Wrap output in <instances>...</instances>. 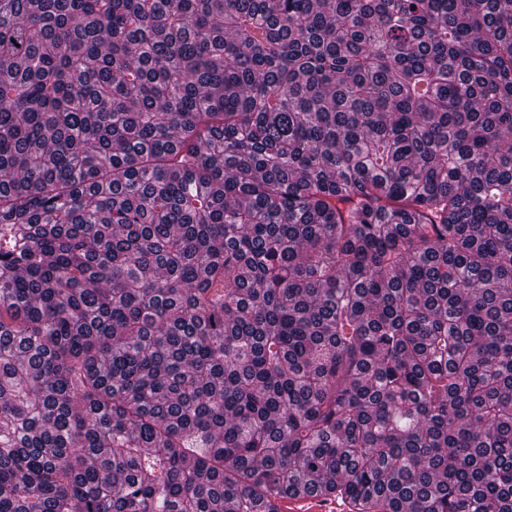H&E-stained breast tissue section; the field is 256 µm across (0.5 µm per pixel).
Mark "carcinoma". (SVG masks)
I'll list each match as a JSON object with an SVG mask.
<instances>
[{
    "label": "carcinoma",
    "instance_id": "obj_1",
    "mask_svg": "<svg viewBox=\"0 0 512 512\" xmlns=\"http://www.w3.org/2000/svg\"><path fill=\"white\" fill-rule=\"evenodd\" d=\"M512 512V0H0V512ZM281 512H347V505L323 497L296 494L285 497L280 502Z\"/></svg>",
    "mask_w": 512,
    "mask_h": 512
}]
</instances>
